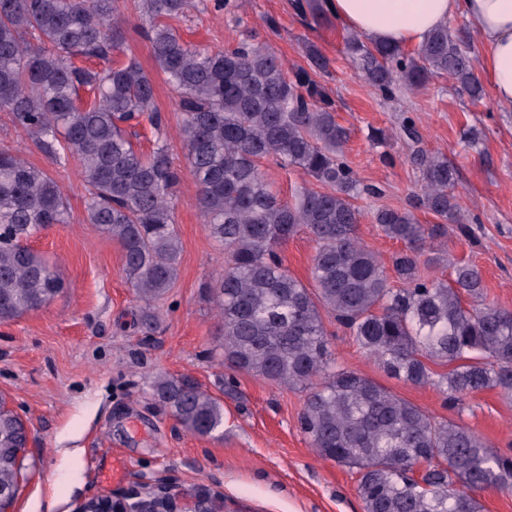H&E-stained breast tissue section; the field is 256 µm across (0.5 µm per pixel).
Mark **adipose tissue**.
<instances>
[{"label": "adipose tissue", "instance_id": "ef3b65f1", "mask_svg": "<svg viewBox=\"0 0 512 512\" xmlns=\"http://www.w3.org/2000/svg\"><path fill=\"white\" fill-rule=\"evenodd\" d=\"M326 7L344 26L399 46L421 44L453 16L466 17L496 99L512 104V0H327Z\"/></svg>", "mask_w": 512, "mask_h": 512}]
</instances>
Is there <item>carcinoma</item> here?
Instances as JSON below:
<instances>
[{
    "instance_id": "obj_1",
    "label": "carcinoma",
    "mask_w": 512,
    "mask_h": 512,
    "mask_svg": "<svg viewBox=\"0 0 512 512\" xmlns=\"http://www.w3.org/2000/svg\"><path fill=\"white\" fill-rule=\"evenodd\" d=\"M206 0H133L182 112L185 158L210 238L224 250V271L210 283L222 320L220 355L236 372L309 390L300 427L326 460L356 471L364 512H481L476 492L512 488V454L492 452L474 432L437 421L421 407L356 371L336 366L321 312L349 329L356 344L390 377L433 386L459 410L472 394L498 389L512 401V309L487 299L480 269L453 267L450 281L425 275L439 258L428 244L472 230L454 195L456 168L421 147L412 121L400 138L411 147L422 193L408 208L381 207L373 221L404 249L388 274L358 235L354 201L377 198L345 160L349 129L313 78L330 60L305 45L307 66L287 69L252 34L231 48L186 42L169 21ZM300 16L320 19L323 0H292ZM119 0H0V112L34 138L56 163H76L88 192L87 220L116 241L123 273L150 303L176 279L181 253L173 209L183 169L162 138L152 77L129 57L116 61L122 34ZM346 55L382 98L447 76L477 104L485 97L472 59L448 27L414 52L351 31ZM78 59L96 60L93 69ZM92 100L81 104V93ZM156 133L136 148L137 128ZM273 156L316 183L283 200L260 160ZM425 209L439 222L422 224ZM68 221L58 181L18 152L0 149V321L39 309L63 290L60 274L22 240ZM300 227L316 244L308 288L278 250ZM470 300L464 306L463 298ZM449 366L443 374L430 364ZM158 405L200 437L224 426V403L191 376L160 375ZM30 442L27 423L0 396V499L13 505Z\"/></svg>"
}]
</instances>
